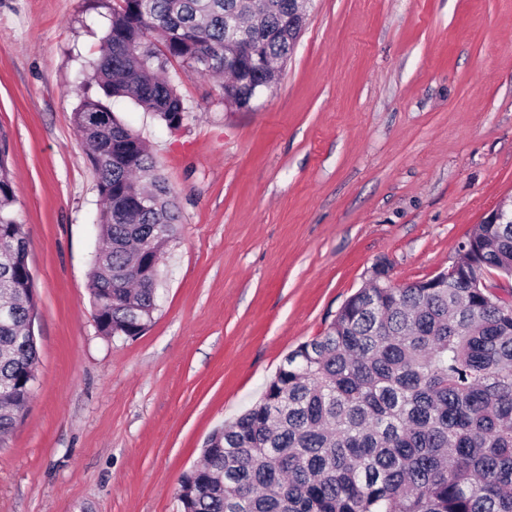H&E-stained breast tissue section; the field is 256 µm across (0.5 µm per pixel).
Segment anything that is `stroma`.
I'll return each instance as SVG.
<instances>
[{
	"instance_id": "stroma-1",
	"label": "stroma",
	"mask_w": 512,
	"mask_h": 512,
	"mask_svg": "<svg viewBox=\"0 0 512 512\" xmlns=\"http://www.w3.org/2000/svg\"><path fill=\"white\" fill-rule=\"evenodd\" d=\"M108 0H0V132L38 300L33 395L0 446V512H183L211 432L258 402L384 263L433 277L512 200V0H313L275 87L229 107L174 64L168 131L123 99L181 224L158 307L106 337L99 197L72 116Z\"/></svg>"
}]
</instances>
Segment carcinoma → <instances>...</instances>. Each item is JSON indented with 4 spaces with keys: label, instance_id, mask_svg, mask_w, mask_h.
I'll use <instances>...</instances> for the list:
<instances>
[{
    "label": "carcinoma",
    "instance_id": "obj_1",
    "mask_svg": "<svg viewBox=\"0 0 512 512\" xmlns=\"http://www.w3.org/2000/svg\"><path fill=\"white\" fill-rule=\"evenodd\" d=\"M290 0H121L73 113L100 197L90 295L99 331L135 338L157 310L158 267L180 223L143 140L114 110L127 97L170 129L187 108L163 76L180 63L225 77L245 106L278 74L304 16ZM249 49L264 72L231 70ZM147 195L144 208L134 199ZM6 135L0 133V445L29 400L37 302ZM149 242L152 253L139 256ZM441 284L352 295L322 333L288 354L261 400L215 430L186 473L184 512H512V216L477 224Z\"/></svg>",
    "mask_w": 512,
    "mask_h": 512
}]
</instances>
